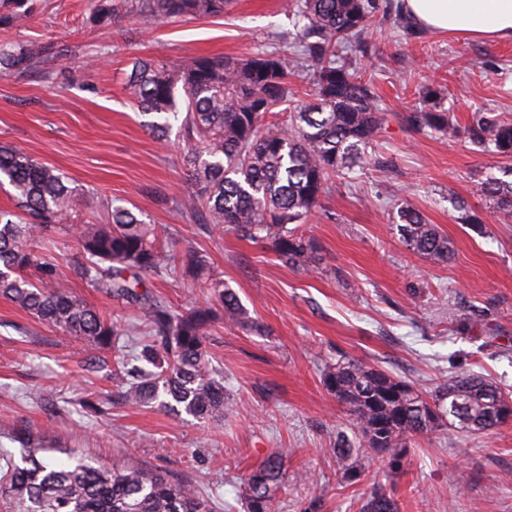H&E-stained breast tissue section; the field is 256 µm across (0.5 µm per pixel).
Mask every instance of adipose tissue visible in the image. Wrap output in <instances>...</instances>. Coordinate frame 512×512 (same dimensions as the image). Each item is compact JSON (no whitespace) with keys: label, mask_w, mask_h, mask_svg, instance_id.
<instances>
[{"label":"adipose tissue","mask_w":512,"mask_h":512,"mask_svg":"<svg viewBox=\"0 0 512 512\" xmlns=\"http://www.w3.org/2000/svg\"><path fill=\"white\" fill-rule=\"evenodd\" d=\"M415 26L464 38L512 42V0H402Z\"/></svg>","instance_id":"obj_1"}]
</instances>
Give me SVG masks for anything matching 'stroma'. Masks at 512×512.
<instances>
[{
    "label": "stroma",
    "instance_id": "stroma-1",
    "mask_svg": "<svg viewBox=\"0 0 512 512\" xmlns=\"http://www.w3.org/2000/svg\"><path fill=\"white\" fill-rule=\"evenodd\" d=\"M34 3L22 27L0 28V47L53 52L40 70H0V144L57 168L82 220L102 224L124 206L170 227L178 245L206 256L257 326L211 328V364L234 407L224 420H197L123 402L114 367L130 350L98 353L0 297V446L25 432L107 467L162 471L194 487L212 512H243L239 476L274 451L283 474L275 512H361L374 483L385 480L397 488L399 512H512V422L488 435L441 430L416 438L402 472L375 462L351 485L334 451L348 415L322 382L325 367L347 357L427 391L472 371L512 392V223H498L480 192L496 158L474 152L465 132L476 112L512 119V42L462 40L390 20L370 30L376 52L357 65L386 110L373 152L393 172L384 179L362 170L323 198L302 228L319 257L312 273L191 220L177 205L191 192L183 138L175 130L154 137L126 89L138 59L187 65L286 49L298 30L286 0H234L221 16L162 23L133 16L107 27L91 20V0ZM431 84L448 90L443 105L457 119L455 136L422 134L407 121ZM398 198L448 236V265L400 241ZM460 199L482 228L459 222ZM40 250L91 306L142 326L139 307L76 278L75 238L56 236ZM145 284L175 307L209 298L173 271Z\"/></svg>",
    "mask_w": 512,
    "mask_h": 512
}]
</instances>
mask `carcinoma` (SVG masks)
Listing matches in <instances>:
<instances>
[{
    "mask_svg": "<svg viewBox=\"0 0 512 512\" xmlns=\"http://www.w3.org/2000/svg\"><path fill=\"white\" fill-rule=\"evenodd\" d=\"M231 0H94L92 19L125 15L153 21L217 16ZM303 25L293 42L295 63L278 51L240 60L200 57L185 67L138 60L128 87L147 128L163 139L180 123L188 140L185 161L197 190L183 203L198 224H214L266 246L284 264L317 269L315 247L299 225L320 206L338 179L364 168L385 112L353 55L366 57L364 35L378 0H289ZM33 0H0V27L31 17ZM40 53L26 46L0 48V68L19 73L40 67ZM311 85L297 97L296 68ZM185 94L178 107L177 89ZM440 91L429 89L423 107L408 115L417 130L456 132ZM473 151L509 160L489 171L481 191L498 219L512 222V122L495 112H476L466 128ZM0 178L16 191L12 210H0V296L62 335L100 350H115L134 328L112 319L75 295L57 266L33 243L55 237L75 208L62 173L8 145H0ZM397 229L406 248L435 264L451 260L448 237L409 201L397 203ZM74 272L118 301L143 306L148 339L123 391L132 404L154 403L198 419L220 420L231 410L224 379L210 367L209 327L218 319L257 327L224 281L210 273L204 256L176 247L166 228L147 224L132 210L115 207L106 224H82ZM178 270L208 283L213 302L173 307L147 292L146 276ZM323 385L346 409L352 436H342L336 458L342 478L360 480L367 462L387 459L393 473L404 466L408 445L441 427L459 436L489 434L512 419V401L497 384L461 373L432 392L355 359H340L323 372ZM0 448V512H208L193 489L164 474L135 466L108 469L75 448H37L29 438ZM281 488V458L269 454L240 478L245 512H273ZM364 512H399L390 487H377Z\"/></svg>",
    "mask_w": 512,
    "mask_h": 512,
    "instance_id": "1",
    "label": "carcinoma"
}]
</instances>
